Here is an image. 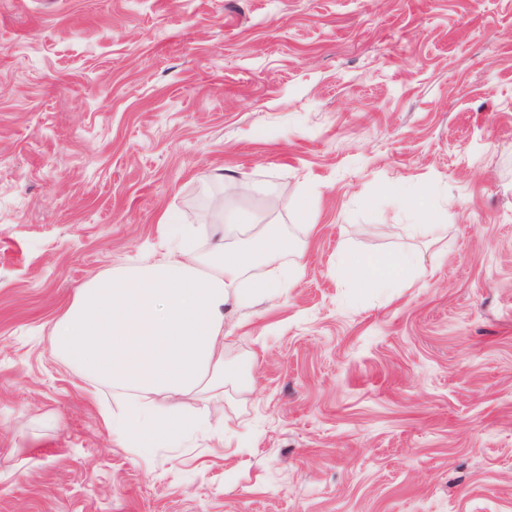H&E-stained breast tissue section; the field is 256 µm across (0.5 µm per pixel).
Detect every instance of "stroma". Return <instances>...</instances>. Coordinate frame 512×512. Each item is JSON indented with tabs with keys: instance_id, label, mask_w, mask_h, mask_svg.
<instances>
[{
	"instance_id": "stroma-1",
	"label": "stroma",
	"mask_w": 512,
	"mask_h": 512,
	"mask_svg": "<svg viewBox=\"0 0 512 512\" xmlns=\"http://www.w3.org/2000/svg\"><path fill=\"white\" fill-rule=\"evenodd\" d=\"M219 200L301 269L223 440L124 447L47 325ZM0 512H512V0H0ZM421 256L411 250L383 258L355 256L337 269L340 279H354L367 287L393 288L399 277L421 268Z\"/></svg>"
}]
</instances>
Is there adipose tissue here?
Here are the masks:
<instances>
[{
    "label": "adipose tissue",
    "instance_id": "adipose-tissue-1",
    "mask_svg": "<svg viewBox=\"0 0 512 512\" xmlns=\"http://www.w3.org/2000/svg\"><path fill=\"white\" fill-rule=\"evenodd\" d=\"M166 232L170 246L164 254L85 281L49 328L56 355L92 388L111 389L119 410L105 413L104 421L128 448H174L199 433L223 436V428L185 411L180 400L250 383L252 364L224 361L226 320L280 298L300 270L281 263L291 251L287 237L272 235L250 211L233 212L224 232L170 216ZM421 263L411 250L356 256L337 275L390 288ZM258 265L279 271L256 278L250 271Z\"/></svg>",
    "mask_w": 512,
    "mask_h": 512
}]
</instances>
